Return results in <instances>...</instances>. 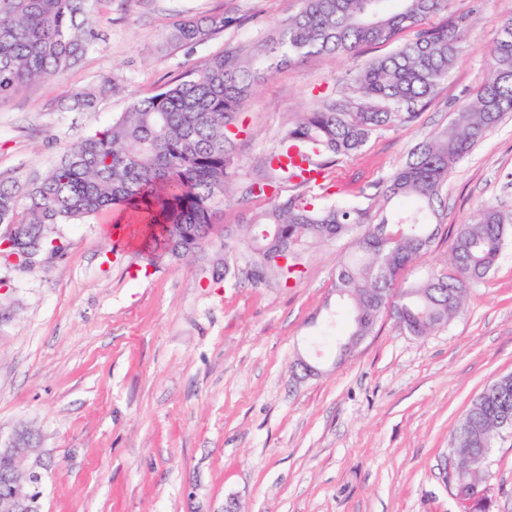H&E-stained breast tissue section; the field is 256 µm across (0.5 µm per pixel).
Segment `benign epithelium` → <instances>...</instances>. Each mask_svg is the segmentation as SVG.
I'll return each instance as SVG.
<instances>
[{"label":"benign epithelium","instance_id":"7a95c632","mask_svg":"<svg viewBox=\"0 0 512 512\" xmlns=\"http://www.w3.org/2000/svg\"><path fill=\"white\" fill-rule=\"evenodd\" d=\"M30 232L25 224H8L0 230V247L18 250L26 259V268L32 270L43 254L40 241H29ZM34 451L29 437L20 431L4 446L0 445V512H41L39 484L41 475L34 469L22 467V461ZM460 466L451 471L449 480L459 512H489L492 499L482 482H458Z\"/></svg>","mask_w":512,"mask_h":512}]
</instances>
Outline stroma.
<instances>
[{
  "instance_id": "1",
  "label": "stroma",
  "mask_w": 512,
  "mask_h": 512,
  "mask_svg": "<svg viewBox=\"0 0 512 512\" xmlns=\"http://www.w3.org/2000/svg\"><path fill=\"white\" fill-rule=\"evenodd\" d=\"M302 0H91L98 40L82 63L0 98V179L43 173L129 104L219 55L246 56L277 36ZM467 14L457 59L410 124L375 131L319 184L264 181L297 113L348 96L351 59L333 53L258 66L228 168L229 197L197 255L150 262L144 227L105 235L99 221L61 225L65 249L22 271L0 261V440L34 433L43 512H457L451 439L472 400L512 373V238L447 325L425 336L382 312L340 355L326 337L341 302L336 269L362 228L300 242L287 284L253 281L224 230L301 195L315 204L393 209L382 181L484 84L486 52L512 0H448ZM223 16L206 41L170 48L179 20ZM115 78L89 110L77 87ZM431 247L403 271L415 286L451 274L449 246L481 206L512 211V115L450 173ZM315 364L307 376L297 358ZM494 512H512V433L483 469Z\"/></svg>"
}]
</instances>
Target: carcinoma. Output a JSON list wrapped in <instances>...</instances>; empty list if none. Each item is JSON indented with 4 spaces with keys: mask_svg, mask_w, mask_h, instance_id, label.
<instances>
[{
    "mask_svg": "<svg viewBox=\"0 0 512 512\" xmlns=\"http://www.w3.org/2000/svg\"><path fill=\"white\" fill-rule=\"evenodd\" d=\"M89 0H0V96L78 65L97 39L87 17ZM448 0H303L265 48L273 67L290 56L324 52L357 58L362 49L392 44L417 29L414 40L385 57L357 67L351 86L363 100L356 111L330 103L301 112L283 135V148L267 164L277 174L295 173L281 164L291 149L314 157L319 169L362 149L370 135L391 122L410 123L418 113L401 108L423 102L447 78L467 16L438 25L425 21ZM222 16L202 24L175 23L167 35L174 47L194 45L224 28ZM252 63L214 57L156 94L133 102L112 124L65 151L43 175L20 183L0 180V224H27L47 251L55 228L88 218L148 227V248L157 259L191 255L207 242L216 209L226 194L227 168L234 151L235 125L249 93ZM113 81L96 89L76 88L74 109H88L112 91ZM507 114H512V22L488 49V76L475 99L452 113L448 126L417 144L405 163L385 181L384 195L400 210L393 219L371 223L358 204L315 206L300 197L278 202L255 222L256 229L224 248L244 245L257 256L258 281L294 276L268 262L273 239L290 243L332 240L367 225L358 253L336 270V292L350 304L347 336L371 334L380 312L393 308L397 323L424 336L459 314L466 285L485 279L512 234V218L493 207L463 224L451 242L455 275L431 276L410 288L396 284L402 270L434 239L441 188L462 161ZM266 230L269 236L261 235ZM512 411V380L499 378L472 403L452 437L457 446L473 435L493 443L499 411Z\"/></svg>",
    "mask_w": 512,
    "mask_h": 512,
    "instance_id": "1",
    "label": "carcinoma"
}]
</instances>
